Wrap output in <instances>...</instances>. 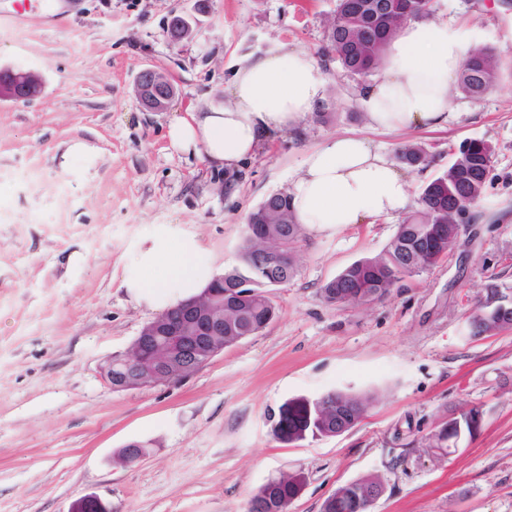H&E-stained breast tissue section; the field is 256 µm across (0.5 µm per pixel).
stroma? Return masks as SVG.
<instances>
[{"mask_svg":"<svg viewBox=\"0 0 512 512\" xmlns=\"http://www.w3.org/2000/svg\"><path fill=\"white\" fill-rule=\"evenodd\" d=\"M336 2L56 0L52 17L0 24V68L42 82L36 97L0 100V512H71L86 496L111 512H249L284 472L305 477L288 512H320L366 476L384 485L368 512H512V327H467L489 285L512 299V76L480 97L452 88L443 127L371 128L359 101L371 75L321 54ZM175 12L192 23L177 44ZM429 18L477 27L481 45L512 58L503 0H431ZM279 44L317 56L329 122L307 116L232 172L169 147L173 119L222 104L233 67ZM145 67L177 88L166 111L134 95ZM337 134L392 157L421 144L429 164L407 173L414 200L462 141L492 145L491 180L448 258L382 299L336 306L322 286L379 253L405 217L303 233L261 333L182 380L108 387L102 366L162 312L125 285L138 257L157 247L176 264L191 239L215 273L236 265L248 214ZM332 391L375 400L343 434L277 440L284 402ZM472 407L483 423L459 451L428 447ZM138 442L152 445L145 460L116 463Z\"/></svg>","mask_w":512,"mask_h":512,"instance_id":"obj_1","label":"stroma"}]
</instances>
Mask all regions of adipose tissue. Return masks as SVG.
<instances>
[{"label":"adipose tissue","mask_w":512,"mask_h":512,"mask_svg":"<svg viewBox=\"0 0 512 512\" xmlns=\"http://www.w3.org/2000/svg\"><path fill=\"white\" fill-rule=\"evenodd\" d=\"M479 38L477 28L445 22H408L391 40L380 75L360 99L372 128L410 129L448 121L449 90ZM325 76L307 51L279 45L233 69L223 105L176 118L167 129L171 149L204 155L233 168L270 134L295 129L321 106ZM408 179L389 155L366 139L337 135L308 152L288 194L295 220L306 229L360 224L392 217L409 204ZM178 265L162 267L145 256L152 272L129 287L162 303L173 291L195 294L214 277L194 242L181 245Z\"/></svg>","instance_id":"1"}]
</instances>
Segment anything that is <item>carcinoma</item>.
Segmentation results:
<instances>
[{"label":"carcinoma","mask_w":512,"mask_h":512,"mask_svg":"<svg viewBox=\"0 0 512 512\" xmlns=\"http://www.w3.org/2000/svg\"><path fill=\"white\" fill-rule=\"evenodd\" d=\"M350 0H338L335 29L329 33V53L347 70L367 74L382 63L393 34L390 26L402 28L417 18L418 0H364L361 16H353ZM503 64L490 48H476L459 76V86L471 96H482L500 85ZM399 161L409 168L427 163V153L418 144H406L398 151ZM490 166L485 152L466 139L460 143L447 169L428 181L417 200L418 208L402 224L379 253L363 257L342 269L322 287L324 300L334 305H359L386 296L406 276L418 275L436 267L452 251L456 224L464 207L478 203L485 194ZM302 225L294 220L288 194L274 192L247 217L239 263L224 270V335L218 340L224 348L263 331L276 314L269 289L288 283L295 275L286 269L261 264L264 250L283 247L295 252ZM247 280L248 295L238 291ZM472 322L480 323L479 333H493L511 326L479 309ZM322 399L339 405V413L318 409L306 416L303 399L284 403L274 426V434L283 443L307 437H333L342 428L351 429L359 419L353 413L372 404L370 395L330 392ZM305 478L299 473L283 474L277 482L262 485L251 504H260L265 512H283L290 496L301 491ZM340 496L328 497L321 512H367L365 501L348 484Z\"/></svg>","instance_id":"obj_1"}]
</instances>
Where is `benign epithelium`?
<instances>
[{
    "label": "benign epithelium",
    "instance_id": "7a95c632",
    "mask_svg": "<svg viewBox=\"0 0 512 512\" xmlns=\"http://www.w3.org/2000/svg\"><path fill=\"white\" fill-rule=\"evenodd\" d=\"M168 31L171 41L179 43L190 37L192 33L191 23L182 14L172 16ZM13 87L0 91L3 96L17 99H29L37 96L41 90L39 76L31 70L11 68L9 69ZM134 91L139 103L148 112L165 111L176 94L174 85L162 74L152 68H144L136 76ZM223 283L218 278L215 282L206 286L199 296H192L181 301L168 313L159 318L162 322L160 328H155V322L146 324L140 331L132 345V351L141 350L146 336L162 337L161 344L171 354L181 352L187 348L206 351V358L210 359L223 351L214 337L224 335V318L214 315L204 316L200 313V304L208 299L214 301L223 298L215 291L217 285ZM126 372L119 380L117 387L124 389L139 388L146 384V380H159L167 376L171 380H179L184 376L183 371H172V361L166 358L155 361V364L142 368L130 367V357L123 356ZM71 512H112L98 498L88 496L78 501Z\"/></svg>",
    "mask_w": 512,
    "mask_h": 512
}]
</instances>
